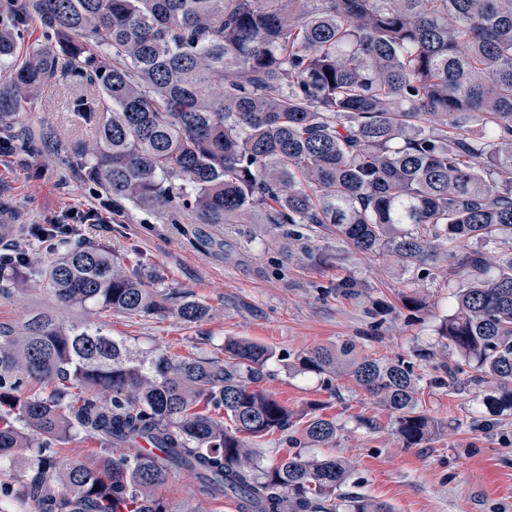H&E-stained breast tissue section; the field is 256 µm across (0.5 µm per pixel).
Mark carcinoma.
<instances>
[{
    "label": "carcinoma",
    "mask_w": 512,
    "mask_h": 512,
    "mask_svg": "<svg viewBox=\"0 0 512 512\" xmlns=\"http://www.w3.org/2000/svg\"><path fill=\"white\" fill-rule=\"evenodd\" d=\"M32 6L59 50L37 48L15 71L0 123L58 78L76 80L90 96L80 114L97 120L72 146L76 170L112 208L167 211L175 224L184 212L195 224L330 225L357 251L448 270L462 283L449 345L472 369L467 382L490 387L487 407L512 410V0ZM60 247L38 277L63 304L187 323L208 313L102 245ZM28 273L29 260L0 254V298ZM272 357L247 340L225 342L222 360L134 354L48 311L0 323V468L32 474L36 512H178L157 489L179 471L241 512H393L337 494L349 468L336 456L268 462L253 447L290 425L288 408L251 386ZM297 364L350 378L395 413L406 447L428 439L420 377L404 359L346 344ZM67 433L112 448L145 440L160 454L64 463L54 441ZM335 437L336 422L318 416L302 429L310 445Z\"/></svg>",
    "instance_id": "obj_1"
}]
</instances>
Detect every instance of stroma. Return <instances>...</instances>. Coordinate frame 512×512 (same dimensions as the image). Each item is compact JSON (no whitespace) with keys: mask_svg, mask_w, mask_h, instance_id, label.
I'll return each mask as SVG.
<instances>
[{"mask_svg":"<svg viewBox=\"0 0 512 512\" xmlns=\"http://www.w3.org/2000/svg\"><path fill=\"white\" fill-rule=\"evenodd\" d=\"M27 4L0 6V26L11 31L18 63L56 44ZM84 96L64 79L32 97L22 128L50 129L55 138L0 164V213L10 223L48 224L67 209L96 204L95 188L76 174L69 152L87 134L69 110ZM288 231L285 224H193L185 217L175 224L166 212L116 210L111 223L85 225V240L123 262L142 260L158 291L202 301L205 318L187 323L173 313L137 317L65 306L31 282L0 298V323L50 309L62 324L101 326L132 351L155 355L220 357L230 339L263 344L273 357L253 385L288 407L293 430L316 416L335 420V442L304 453L349 461L342 494L389 503L394 512H512V411L491 412L485 387L442 383L443 363L460 361L442 335L452 312L447 272L358 252L322 227L299 226L294 241ZM344 344L360 356L413 365L421 377L419 407L437 425L426 443L405 447L390 413L347 377L297 371L301 352ZM160 493L173 507L236 512L232 500L203 496L186 471L169 475Z\"/></svg>","mask_w":512,"mask_h":512,"instance_id":"1","label":"stroma"}]
</instances>
